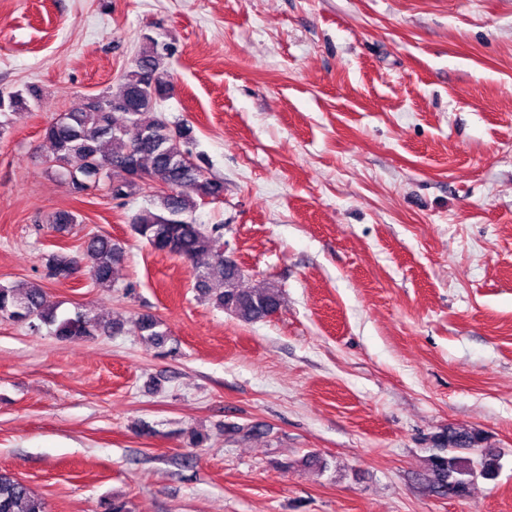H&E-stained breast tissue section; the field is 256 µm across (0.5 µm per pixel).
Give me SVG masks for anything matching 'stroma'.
Returning a JSON list of instances; mask_svg holds the SVG:
<instances>
[{
  "label": "stroma",
  "instance_id": "35a3bbf8",
  "mask_svg": "<svg viewBox=\"0 0 512 512\" xmlns=\"http://www.w3.org/2000/svg\"><path fill=\"white\" fill-rule=\"evenodd\" d=\"M149 37L159 114L224 183L194 217L241 287L278 289L273 317L139 240L147 193L58 174L44 127L117 92ZM28 87L0 130V285L116 327L0 321V471L48 512H512V0H0V93ZM92 234L125 249L112 286L46 278ZM449 426L502 453L462 498L423 479Z\"/></svg>",
  "mask_w": 512,
  "mask_h": 512
}]
</instances>
